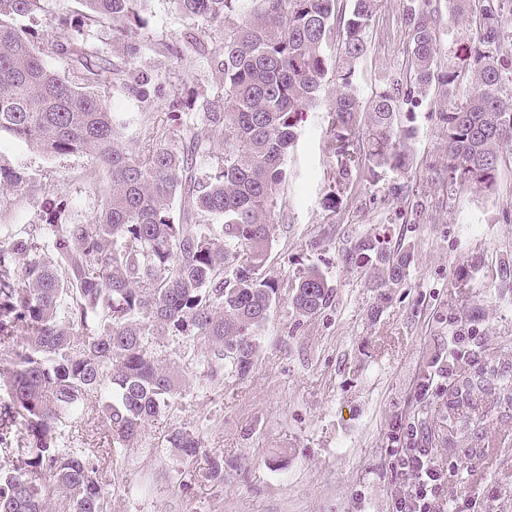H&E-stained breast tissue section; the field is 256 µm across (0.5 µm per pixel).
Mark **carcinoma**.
<instances>
[{
	"mask_svg": "<svg viewBox=\"0 0 512 512\" xmlns=\"http://www.w3.org/2000/svg\"><path fill=\"white\" fill-rule=\"evenodd\" d=\"M83 25L56 44L82 70L75 87L43 58L39 34L22 24L39 0H0V136L48 156L82 153L105 172L110 189L87 220L50 217L0 239V512H107L111 481L86 452L72 446L74 428L92 409L97 433L128 448L149 419L169 408L186 374L160 364L159 336L207 343L210 362L199 378L215 385L253 369L256 336L265 327L278 287L263 274L286 160L299 114L316 105L337 47L338 90L328 111L324 144L334 186L322 206L342 204L355 175L374 184L405 172L413 128L402 124L430 94L440 98L441 156L448 195L493 189L504 154H512V59L504 23L512 0H448L451 42H473L461 73L438 65L432 0H400L409 68L360 110L355 65L367 51L377 0H169L172 10L224 28L205 43L186 33L159 52L218 61L224 85L183 112V98L147 61L149 0H80ZM109 21L119 65L91 53L83 26ZM469 93L457 98L463 80ZM110 85L141 101L168 104L177 125L132 151L122 144L107 96ZM30 181L0 163V188ZM376 288L379 312L405 278L410 254L379 238H362L348 255ZM334 288L311 265L299 273L291 306L309 318L330 308ZM452 360L421 370L417 399L448 378V448L466 462L485 454L476 444L489 405L512 413V364L488 357L465 368L481 347L473 326ZM95 400L96 404L87 406ZM168 443L197 455L200 439L179 429Z\"/></svg>",
	"mask_w": 512,
	"mask_h": 512,
	"instance_id": "cac0c4a2",
	"label": "carcinoma"
}]
</instances>
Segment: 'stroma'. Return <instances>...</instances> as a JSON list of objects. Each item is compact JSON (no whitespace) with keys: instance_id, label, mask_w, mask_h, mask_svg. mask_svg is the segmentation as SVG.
<instances>
[{"instance_id":"stroma-1","label":"stroma","mask_w":512,"mask_h":512,"mask_svg":"<svg viewBox=\"0 0 512 512\" xmlns=\"http://www.w3.org/2000/svg\"><path fill=\"white\" fill-rule=\"evenodd\" d=\"M79 0H41L26 18L39 30L48 65L74 86L83 74L55 52L70 31L59 15L77 18ZM151 42L190 30L168 0H151L146 15ZM159 76L184 92L209 93L222 87L216 62H179L155 54ZM408 62L407 37L399 0H381L368 34V49L356 66L361 105H369ZM336 86L327 82L312 110L300 117L286 163L288 176L277 201L273 238L264 273L278 286V300L256 338L254 368L223 387L198 378L208 356L206 344L159 337V356L185 364L187 376L170 408L146 424L135 447L110 454L101 463L117 474L108 512H392L401 479L395 468L392 427L410 413L423 366L447 356L451 324L478 308L481 353L512 362V292L499 288L491 273L512 260V223L501 212L512 207V154L504 155L493 191L449 196L435 170L440 147L438 104L428 97L410 113L415 134L412 163L388 173L379 184L360 179L347 190L335 215L322 208L333 180V161L324 150L329 134L327 108ZM112 112L127 147L153 135L168 107L108 90ZM0 159L28 172L29 185L0 191V225L32 224L58 211L88 219L106 180L90 183L95 167L84 154L45 156L17 140L0 138ZM403 194L390 191L392 184ZM423 217H415V203ZM377 236L387 247L411 254L404 283L378 303L362 269L346 256L363 237ZM480 263L470 278L462 267ZM319 266L335 290L331 308L298 320L289 304L295 279ZM432 414L421 429L422 446L448 476V497L477 496L475 512H512V422L488 419L485 456L459 468L452 451L438 441L448 431L442 396L430 401ZM176 429L202 441L193 457L170 447ZM224 460V480L209 478L214 458Z\"/></svg>"}]
</instances>
